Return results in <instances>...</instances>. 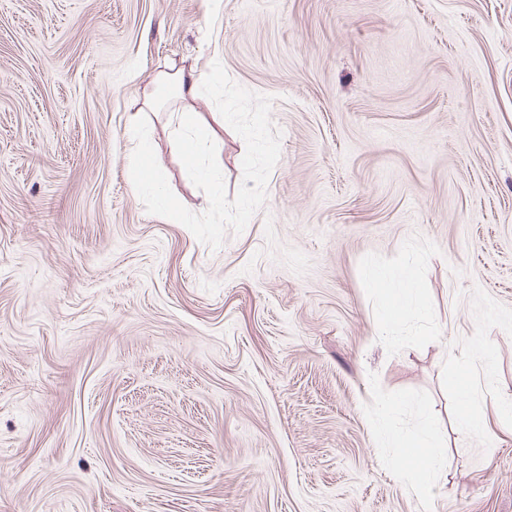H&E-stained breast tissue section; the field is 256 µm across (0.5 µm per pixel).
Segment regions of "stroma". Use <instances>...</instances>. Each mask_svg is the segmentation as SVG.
Listing matches in <instances>:
<instances>
[{"label":"stroma","mask_w":512,"mask_h":512,"mask_svg":"<svg viewBox=\"0 0 512 512\" xmlns=\"http://www.w3.org/2000/svg\"><path fill=\"white\" fill-rule=\"evenodd\" d=\"M216 61L282 137L214 248L146 212L127 131L199 212L140 108ZM191 110L235 197L244 140ZM379 270L419 281L387 337ZM510 403L512 0H0V512H419L392 404L440 512H512ZM401 448H404L405 451L407 449L416 450L417 453H412L411 455L415 458H412L416 464L418 465L416 479L414 483L410 486L411 490L416 494H419L422 498H424L427 489L430 487V483L434 478L436 471L438 469V460L432 454L429 445L422 439H407L400 443Z\"/></svg>","instance_id":"obj_1"}]
</instances>
